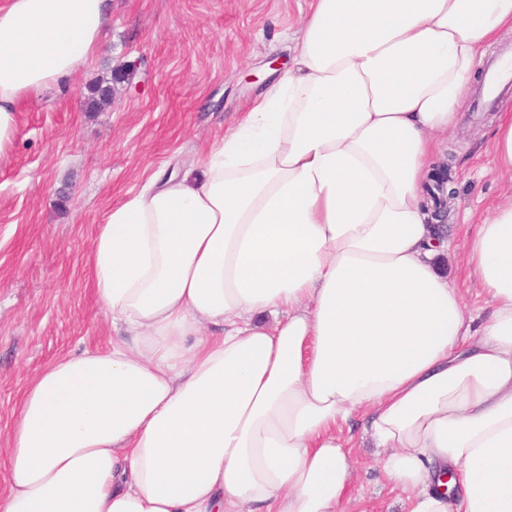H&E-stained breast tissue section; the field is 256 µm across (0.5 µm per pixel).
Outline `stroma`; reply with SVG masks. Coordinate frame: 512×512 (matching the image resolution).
<instances>
[{
  "label": "stroma",
  "instance_id": "obj_1",
  "mask_svg": "<svg viewBox=\"0 0 512 512\" xmlns=\"http://www.w3.org/2000/svg\"><path fill=\"white\" fill-rule=\"evenodd\" d=\"M309 0H111L102 47L65 86L24 101L0 157V497L9 490L5 436L33 377L68 353L102 349L112 328L86 267L98 224L149 174L186 170L288 65ZM132 65L113 103L87 88ZM498 106L466 100L436 161L454 174L445 231L474 233L507 189L490 143ZM336 512H408L371 440L353 452Z\"/></svg>",
  "mask_w": 512,
  "mask_h": 512
}]
</instances>
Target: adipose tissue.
<instances>
[{"label":"adipose tissue","instance_id":"adipose-tissue-1","mask_svg":"<svg viewBox=\"0 0 512 512\" xmlns=\"http://www.w3.org/2000/svg\"><path fill=\"white\" fill-rule=\"evenodd\" d=\"M106 3L0 0V155L99 52ZM510 30L512 0H310L200 176L155 171L97 226L114 336L28 385L0 512H336L360 411L409 512H512V193L464 245L482 315L424 196ZM442 268L445 274L448 275V278L454 281L459 288L468 289L465 292V298L471 309L479 311L486 307L485 297L465 280L462 257L459 252L449 251L448 255L442 259Z\"/></svg>","mask_w":512,"mask_h":512}]
</instances>
